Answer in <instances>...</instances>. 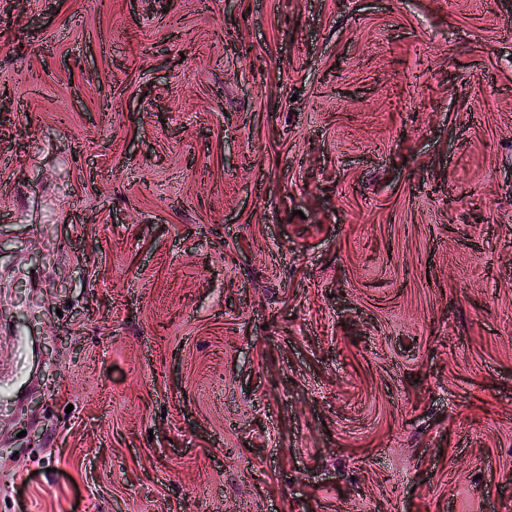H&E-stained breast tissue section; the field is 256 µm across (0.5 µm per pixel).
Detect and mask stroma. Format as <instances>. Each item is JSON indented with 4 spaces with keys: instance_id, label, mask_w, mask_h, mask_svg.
I'll use <instances>...</instances> for the list:
<instances>
[{
    "instance_id": "35a3bbf8",
    "label": "stroma",
    "mask_w": 512,
    "mask_h": 512,
    "mask_svg": "<svg viewBox=\"0 0 512 512\" xmlns=\"http://www.w3.org/2000/svg\"><path fill=\"white\" fill-rule=\"evenodd\" d=\"M0 512H512V0H0Z\"/></svg>"
}]
</instances>
